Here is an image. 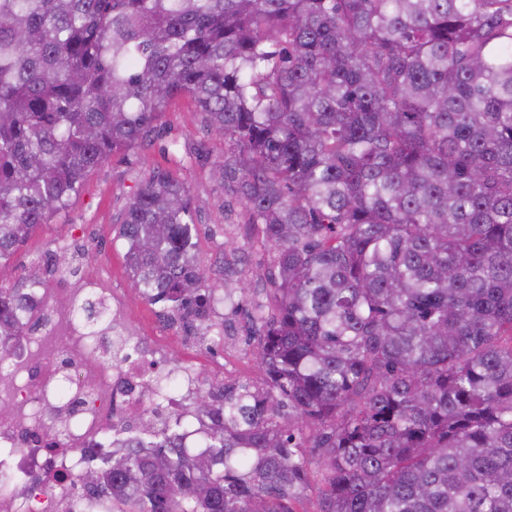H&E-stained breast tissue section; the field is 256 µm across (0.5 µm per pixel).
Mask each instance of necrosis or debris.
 Here are the masks:
<instances>
[{"mask_svg": "<svg viewBox=\"0 0 512 512\" xmlns=\"http://www.w3.org/2000/svg\"><path fill=\"white\" fill-rule=\"evenodd\" d=\"M90 296L105 300L109 317H123L95 282L29 291L40 316L12 339L11 375L0 379V447L19 455L0 463V512H86L71 477L111 455L113 430L149 428L183 408L174 391L151 404L143 398L147 376L167 370L166 351L129 334L119 340L128 359L116 364L109 355L118 340L87 335L79 310ZM62 308L68 317H58Z\"/></svg>", "mask_w": 512, "mask_h": 512, "instance_id": "necrosis-or-debris-1", "label": "necrosis or debris"}]
</instances>
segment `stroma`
<instances>
[{"mask_svg": "<svg viewBox=\"0 0 512 512\" xmlns=\"http://www.w3.org/2000/svg\"><path fill=\"white\" fill-rule=\"evenodd\" d=\"M160 123L158 137L135 150L113 154L92 172L66 210L16 250L5 285H21L36 269L54 288H80L86 279H95L122 301L128 331L154 338L168 351L173 364L191 363L263 386L243 314L232 313L226 306L216 307L212 321L231 322L234 335L225 346L198 348L194 337L164 318L161 306L143 299L128 274L124 249L116 239L118 218L138 181L155 169L172 171L187 186L197 229L196 255L214 282L225 279L234 285L242 281L251 286L270 271L266 248L249 237L245 205L234 200L223 182L210 179L193 160L194 154L200 153L210 161H222L226 142L206 134L200 112L187 97L173 100ZM61 252L69 265L77 267L75 276L57 275L52 258Z\"/></svg>", "mask_w": 512, "mask_h": 512, "instance_id": "obj_1", "label": "stroma"}]
</instances>
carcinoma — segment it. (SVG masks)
Here are the masks:
<instances>
[{
	"mask_svg": "<svg viewBox=\"0 0 512 512\" xmlns=\"http://www.w3.org/2000/svg\"><path fill=\"white\" fill-rule=\"evenodd\" d=\"M178 95L272 251L266 390L117 432L74 475L90 507L295 512L313 485L317 512H512V0H0V274ZM195 237L184 183L142 179L135 286L222 336ZM35 315L0 287V349Z\"/></svg>",
	"mask_w": 512,
	"mask_h": 512,
	"instance_id": "obj_1",
	"label": "carcinoma"
}]
</instances>
